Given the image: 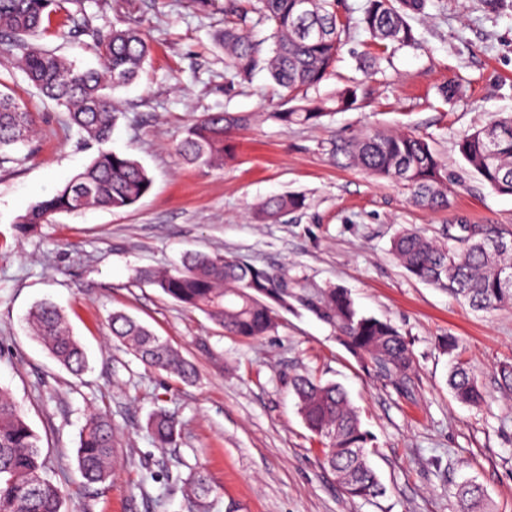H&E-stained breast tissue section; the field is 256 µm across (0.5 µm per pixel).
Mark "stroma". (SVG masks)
I'll use <instances>...</instances> for the list:
<instances>
[{
  "label": "stroma",
  "instance_id": "obj_1",
  "mask_svg": "<svg viewBox=\"0 0 512 512\" xmlns=\"http://www.w3.org/2000/svg\"><path fill=\"white\" fill-rule=\"evenodd\" d=\"M363 0H343L351 24L334 74L316 96L346 79L360 83L356 109L331 111L316 125L283 126L290 104L266 72L232 82L213 35L224 0L198 11L191 0H82L91 24L108 29L137 17L151 35L139 81L116 93L121 116L108 144L146 169L150 191L124 210L61 214L20 232L18 215L63 186L96 156L66 114L41 96L13 58L0 52V92L38 115L29 146L0 162V387L20 405L43 456L68 477L64 512H187L183 482L204 469L210 512H457L456 488H483L495 512H512V399L496 371L512 362V307L477 312L448 291L409 276L391 244L417 227L445 240L450 225L497 224L512 231V197L482 185L458 152L459 138L498 113H512V10L483 0H430L411 21L423 47L403 49L380 72L365 69L369 37L356 23ZM459 82L445 101L441 87ZM250 115L220 168L177 161L174 145L206 112ZM383 129L430 138L457 176L451 204L414 206L402 186L377 180L335 154L337 135ZM306 198L300 212L260 223L253 211L273 195ZM235 256L287 269L319 287L349 290L365 314L393 324L415 358L412 382L396 390L361 364L334 329L305 310L285 313L270 335L231 336L204 313L140 282L141 269L175 266L183 252ZM51 301L88 357L71 375L29 333L26 316ZM123 311L191 361L185 382L146 368L108 328ZM443 336L490 396L476 409L448 390ZM309 373L341 384L374 438L371 462L386 487L372 502L348 499L304 425L290 387ZM123 434L111 484L84 485L75 450L89 410ZM175 412L176 446L160 448L149 416Z\"/></svg>",
  "mask_w": 512,
  "mask_h": 512
}]
</instances>
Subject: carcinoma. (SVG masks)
<instances>
[{"mask_svg": "<svg viewBox=\"0 0 512 512\" xmlns=\"http://www.w3.org/2000/svg\"><path fill=\"white\" fill-rule=\"evenodd\" d=\"M78 0H0V43L30 83L44 97L64 108L69 124L95 144L110 140L119 118L114 91L140 77L150 56L148 36L137 21L121 28L92 27ZM238 0H224V29L214 35L224 53V67L243 81L263 66L273 83L296 105L273 117L281 124L307 125L327 116L323 102L308 97L332 74L343 46L345 24L336 0H253L252 19L238 9ZM428 0H364L358 25L369 35V66L374 67L398 50L418 49L421 43L409 20L424 13ZM75 37H92L100 67L80 69L66 57L38 41L54 17ZM250 25H266L270 44L244 33ZM359 84L352 81L331 98L338 110L358 102ZM248 121L245 115L213 112L200 116L174 147L178 160L204 167H222L232 156L231 139ZM37 126L29 112L0 93V152L29 144ZM458 151L481 182L498 195L512 196V115H501L487 125L465 133ZM336 154L369 175L399 184L411 202L425 210L450 205L448 164L427 139L411 133L375 130L348 134L336 141ZM151 181L137 161L112 150H100L91 163L66 185L33 204L17 217L22 232L46 224L56 214L78 213L90 207L120 210L143 197ZM305 208L299 194L272 196L255 210L261 222H275ZM392 252L414 278L450 291L478 311L512 306V233L498 224H465L439 242L424 232L402 229L393 239ZM144 280L177 303L204 312L225 333L259 339L272 332L284 312L301 308L334 327L341 344L357 359L381 369L399 384L411 381L414 357L407 339L392 324L361 313L350 292L342 287H307L288 270L258 267L233 256L194 253L181 264L163 271L141 270ZM33 335L71 374L80 376L87 357L70 334L61 309L50 302L35 306L28 316ZM112 337L146 367L164 370L191 382L195 366L147 326L114 312L108 322ZM439 347L453 359L448 388L460 403L479 407L486 393L473 367L457 349L459 341L443 336ZM298 411L309 431L326 442L324 464L336 475L350 499L371 501L385 488L369 462L371 436L338 384L314 375L293 379ZM147 428L161 447L177 444L179 422L161 409ZM116 433L107 416L90 413L79 434L76 460L89 484L112 483ZM38 437L23 410L0 389V512H63L61 482L47 474ZM191 512H209L213 486L203 470L194 471L183 484ZM458 512H486L484 494L476 484L458 493Z\"/></svg>", "mask_w": 512, "mask_h": 512, "instance_id": "cac0c4a2", "label": "carcinoma"}]
</instances>
